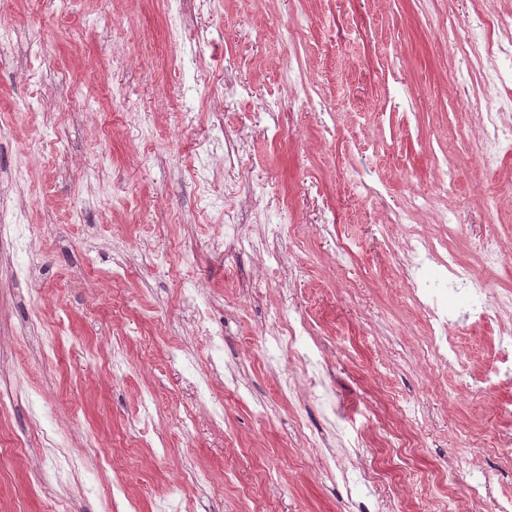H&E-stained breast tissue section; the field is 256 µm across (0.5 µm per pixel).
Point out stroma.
Here are the masks:
<instances>
[{
	"mask_svg": "<svg viewBox=\"0 0 512 512\" xmlns=\"http://www.w3.org/2000/svg\"><path fill=\"white\" fill-rule=\"evenodd\" d=\"M472 7L0 0V200L18 223L0 238V512H419L423 489L482 475L512 494V455L492 445L512 385L481 396L424 360L396 222L411 211L432 238L449 205L460 259L492 235L512 248V154L474 160L471 110L499 93L473 79L456 96L442 35ZM298 76L323 109L293 103ZM362 175L378 196L348 193ZM284 215L280 277L214 244L228 221L264 239ZM450 305L482 374L502 328ZM299 317L319 395L280 389L302 369L273 324ZM393 428L401 479L361 482ZM364 430L342 458L352 481L326 474Z\"/></svg>",
	"mask_w": 512,
	"mask_h": 512,
	"instance_id": "1",
	"label": "stroma"
}]
</instances>
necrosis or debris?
<instances>
[{
  "instance_id": "necrosis-or-debris-1",
  "label": "necrosis or debris",
  "mask_w": 512,
  "mask_h": 512,
  "mask_svg": "<svg viewBox=\"0 0 512 512\" xmlns=\"http://www.w3.org/2000/svg\"><path fill=\"white\" fill-rule=\"evenodd\" d=\"M512 29V15H494L476 11L466 27L463 40L470 48L480 68L485 85L496 88L512 82V40H493L498 29ZM482 137L475 149L482 166H495L504 148L512 146V100L502 101L481 117ZM410 263L418 269L429 260L435 261L446 273L449 294L467 297L474 317L481 323H498L512 314V290L503 289L489 299L472 294L478 270H493L503 266L508 256L503 243L495 237L485 238L478 251L477 264L461 261L448 249L447 237L429 239L411 234ZM404 286L410 300L423 310L430 334L424 345L436 367L461 366L462 352L451 332L448 310L435 295L423 288L417 277L406 278ZM512 381V335L499 337L492 352L489 370L480 378L478 393L498 390L504 382ZM426 512H448L452 506H467L469 512H512V497L498 498L490 491L489 480H473L463 496L444 500L435 494L425 496Z\"/></svg>"
}]
</instances>
